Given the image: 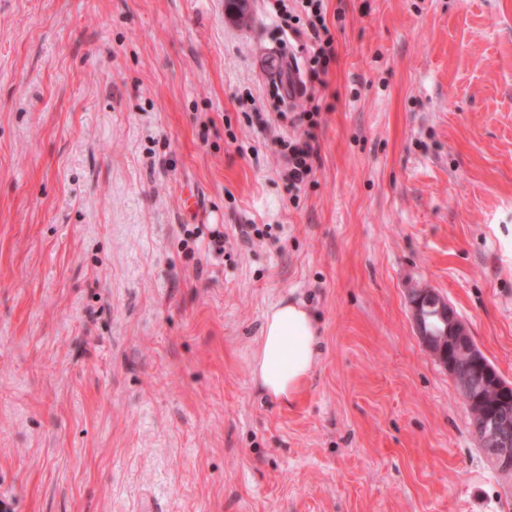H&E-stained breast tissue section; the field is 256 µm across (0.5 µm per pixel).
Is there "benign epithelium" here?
<instances>
[{
    "label": "benign epithelium",
    "instance_id": "obj_1",
    "mask_svg": "<svg viewBox=\"0 0 512 512\" xmlns=\"http://www.w3.org/2000/svg\"><path fill=\"white\" fill-rule=\"evenodd\" d=\"M411 316L417 336L425 348L445 367L463 401L483 411L482 421L472 434L484 449L494 468L501 473L512 471V383L502 380L483 352L474 343L463 353L474 371L458 375L454 371L452 333L469 335L466 324L453 313V307L431 288H413L409 293ZM435 307L443 321H450L445 335L431 336L424 327V310Z\"/></svg>",
    "mask_w": 512,
    "mask_h": 512
}]
</instances>
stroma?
I'll return each mask as SVG.
<instances>
[{
	"label": "stroma",
	"mask_w": 512,
	"mask_h": 512,
	"mask_svg": "<svg viewBox=\"0 0 512 512\" xmlns=\"http://www.w3.org/2000/svg\"><path fill=\"white\" fill-rule=\"evenodd\" d=\"M272 2L0 0L9 512H512L409 309L512 383V0H326L327 85L279 109ZM283 299L321 336L286 405L252 378ZM299 124L304 125L302 138L282 140L283 157L288 165V180L290 185L299 188L312 175V160L317 155V133L315 129L319 126L312 112L297 113Z\"/></svg>",
	"instance_id": "obj_1"
}]
</instances>
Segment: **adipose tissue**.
Masks as SVG:
<instances>
[{"instance_id": "obj_1", "label": "adipose tissue", "mask_w": 512, "mask_h": 512, "mask_svg": "<svg viewBox=\"0 0 512 512\" xmlns=\"http://www.w3.org/2000/svg\"><path fill=\"white\" fill-rule=\"evenodd\" d=\"M319 354L317 324L308 308L280 300L267 312L252 373L274 400L290 401L314 368Z\"/></svg>"}]
</instances>
